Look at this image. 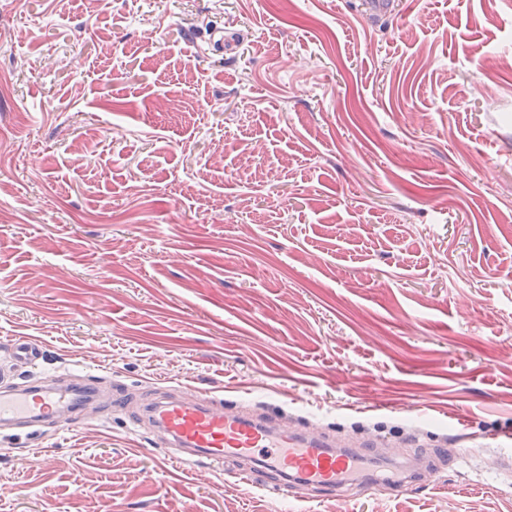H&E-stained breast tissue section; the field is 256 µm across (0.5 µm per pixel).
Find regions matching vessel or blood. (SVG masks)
<instances>
[{"mask_svg": "<svg viewBox=\"0 0 512 512\" xmlns=\"http://www.w3.org/2000/svg\"><path fill=\"white\" fill-rule=\"evenodd\" d=\"M10 346L15 360L28 366L46 356L43 342L31 336L11 337ZM92 404L127 415L134 430L156 433L171 459L181 463L220 471L228 460L248 462L263 474L259 486L274 495L287 480L328 497L360 479V453L342 447L335 435L285 430L220 394L189 385L178 386L173 395L135 394L122 384L104 386L102 377L93 375L66 385L45 377L19 383L12 372H0V431L24 428L36 435L64 415L78 423Z\"/></svg>", "mask_w": 512, "mask_h": 512, "instance_id": "b4317fda", "label": "vessel or blood"}]
</instances>
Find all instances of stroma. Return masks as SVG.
<instances>
[{"instance_id":"stroma-1","label":"stroma","mask_w":512,"mask_h":512,"mask_svg":"<svg viewBox=\"0 0 512 512\" xmlns=\"http://www.w3.org/2000/svg\"><path fill=\"white\" fill-rule=\"evenodd\" d=\"M508 55L512 0H0V365L220 391L371 464L274 496L93 406L0 436V512H512L461 445L512 429ZM10 346L16 361L35 366L46 356L44 342L32 336H10Z\"/></svg>"}]
</instances>
